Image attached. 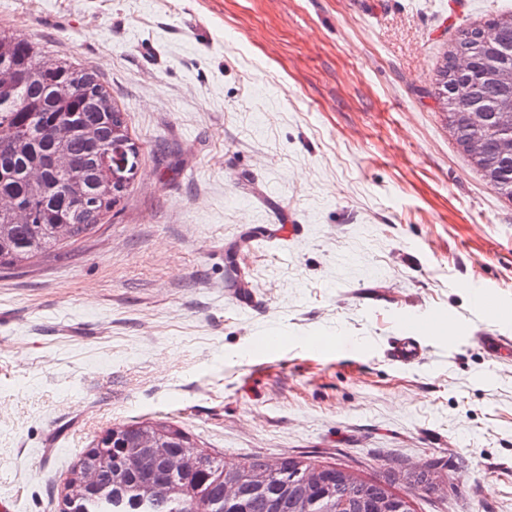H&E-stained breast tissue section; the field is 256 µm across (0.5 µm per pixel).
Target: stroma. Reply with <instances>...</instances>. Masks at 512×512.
<instances>
[{
  "mask_svg": "<svg viewBox=\"0 0 512 512\" xmlns=\"http://www.w3.org/2000/svg\"><path fill=\"white\" fill-rule=\"evenodd\" d=\"M512 0H0L95 72L138 170L109 220L0 268V494L60 512L85 448L163 421L238 465L396 470L413 512H512V202L430 91ZM286 224L296 236L283 235ZM416 329L411 366L389 354ZM449 469L438 490L404 476Z\"/></svg>",
  "mask_w": 512,
  "mask_h": 512,
  "instance_id": "1",
  "label": "stroma"
}]
</instances>
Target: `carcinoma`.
Here are the masks:
<instances>
[{
    "mask_svg": "<svg viewBox=\"0 0 512 512\" xmlns=\"http://www.w3.org/2000/svg\"><path fill=\"white\" fill-rule=\"evenodd\" d=\"M493 32L485 42L484 33ZM467 53L476 68L457 75L455 57ZM0 59L28 72L27 83L11 98L0 100V194L16 199L20 215L0 214V266L14 267L39 255L56 253L63 245L47 233V226L60 219L51 200L32 195L28 170L43 163L45 152L61 145L78 157L87 155L94 142L112 144V127L127 129L124 113L112 103V96L88 69L42 52L37 44L0 30ZM512 13L488 20L482 26L460 31L438 71L432 95L448 114V129L458 146L467 147L471 138V117L479 115L487 127V142L473 168L500 196L512 188V151L502 149L499 120L512 113ZM43 178L55 192L69 194L66 178L43 167ZM83 191L94 195V205L79 218H71V242H76L102 224L122 198V193L100 183L92 173L81 180ZM121 447L106 448L100 493L82 496L79 512H297L300 496L311 497L315 512H411L406 498L390 490L395 475L364 480L337 464L309 457L269 460L254 456L237 468L242 479L240 503H226L221 476L224 461L203 449L197 450L195 470L174 476L178 487L166 501L149 497L132 460L144 435L160 445L174 443L191 447L178 428L163 422H134L117 427ZM439 472L431 468L415 475L412 489L430 492Z\"/></svg>",
    "mask_w": 512,
    "mask_h": 512,
    "instance_id": "carcinoma-1",
    "label": "carcinoma"
}]
</instances>
